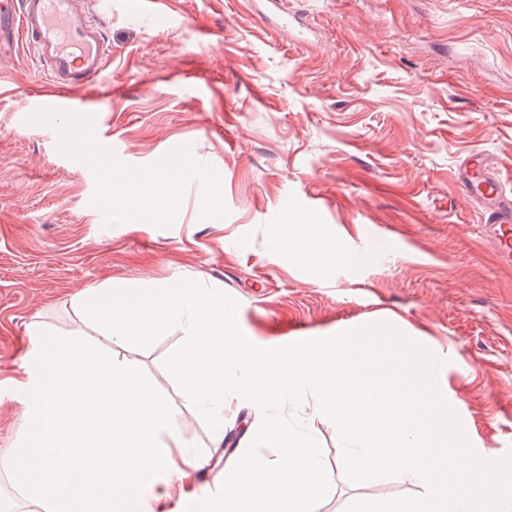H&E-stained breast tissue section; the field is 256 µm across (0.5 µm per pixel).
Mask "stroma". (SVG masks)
Returning <instances> with one entry per match:
<instances>
[{"label": "stroma", "mask_w": 512, "mask_h": 512, "mask_svg": "<svg viewBox=\"0 0 512 512\" xmlns=\"http://www.w3.org/2000/svg\"><path fill=\"white\" fill-rule=\"evenodd\" d=\"M282 2L288 26L268 0H166L173 23L158 27L126 0H97L112 58L89 97L108 202L53 122H24L43 88L29 52L0 56V454L19 434L11 381L32 320L66 335L86 289L182 280L237 300L242 332L263 348L391 324L434 355L473 450L512 452V266L453 177L479 150L512 169V0ZM178 154L180 209L138 200L128 177L165 171ZM291 223L353 246L357 264L291 261ZM184 338L177 327L146 349L97 344L174 404L177 429L209 460L192 487L208 493L262 415L227 397L224 428L242 435L217 456L163 366ZM300 415L331 480L320 512L421 495L396 477L350 483L335 426L309 399Z\"/></svg>", "instance_id": "1"}]
</instances>
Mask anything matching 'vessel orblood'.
I'll return each instance as SVG.
<instances>
[{
  "label": "vessel or blood",
  "mask_w": 512,
  "mask_h": 512,
  "mask_svg": "<svg viewBox=\"0 0 512 512\" xmlns=\"http://www.w3.org/2000/svg\"><path fill=\"white\" fill-rule=\"evenodd\" d=\"M19 45L46 82L25 121L39 124L55 112H76L86 127H95L97 110L81 92L104 72L112 44L92 0H0V52ZM454 179L463 193L481 201L484 232L512 265V182L504 178L501 162L485 151L470 153Z\"/></svg>",
  "instance_id": "1"
}]
</instances>
